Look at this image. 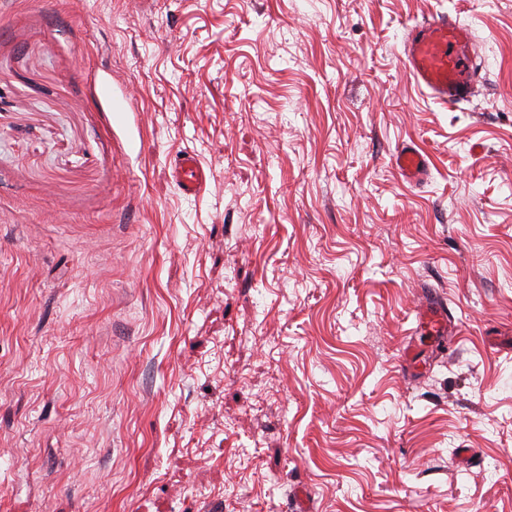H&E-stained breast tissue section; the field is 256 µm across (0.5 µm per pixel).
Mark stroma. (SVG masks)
<instances>
[{
    "label": "stroma",
    "mask_w": 512,
    "mask_h": 512,
    "mask_svg": "<svg viewBox=\"0 0 512 512\" xmlns=\"http://www.w3.org/2000/svg\"><path fill=\"white\" fill-rule=\"evenodd\" d=\"M435 12L457 108L404 68ZM299 496L512 512V0H0V512ZM472 29L458 18L432 15L413 25L404 41L410 81L427 97L448 107L479 91L480 70L473 53ZM393 164L400 175L413 182L421 181L428 169L426 155L413 143L398 147L393 156ZM173 177L178 188L187 196H197L204 188L207 177L199 160L191 153L177 156ZM419 328L424 336H456V326L448 323V305L442 302L438 296L428 291L425 304L419 316Z\"/></svg>",
    "instance_id": "1"
}]
</instances>
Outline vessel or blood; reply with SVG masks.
I'll list each match as a JSON object with an SVG mask.
<instances>
[{
	"label": "vessel or blood",
	"mask_w": 512,
	"mask_h": 512,
	"mask_svg": "<svg viewBox=\"0 0 512 512\" xmlns=\"http://www.w3.org/2000/svg\"><path fill=\"white\" fill-rule=\"evenodd\" d=\"M469 26L450 15H433L413 25L404 41V65L410 81L427 97L451 107L468 101L481 80L473 53ZM393 164L407 180L421 181L428 169L425 155L411 143L398 147ZM178 188L188 196L199 195L207 177L191 153L178 156L173 167ZM420 332L426 336L456 335L448 321V306L435 293H428L419 316Z\"/></svg>",
	"instance_id": "1"
}]
</instances>
